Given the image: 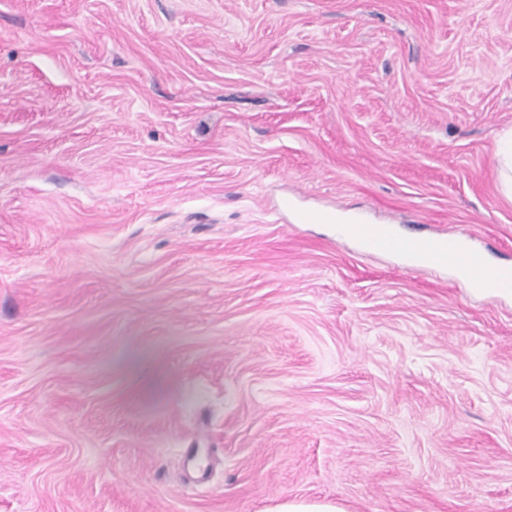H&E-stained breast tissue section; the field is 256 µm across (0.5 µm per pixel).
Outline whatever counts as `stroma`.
<instances>
[{"instance_id":"35a3bbf8","label":"stroma","mask_w":512,"mask_h":512,"mask_svg":"<svg viewBox=\"0 0 512 512\" xmlns=\"http://www.w3.org/2000/svg\"><path fill=\"white\" fill-rule=\"evenodd\" d=\"M511 127L512 0H0V512H512V293L307 219L511 267ZM500 182L503 190L512 195V129L500 137L497 149Z\"/></svg>"}]
</instances>
